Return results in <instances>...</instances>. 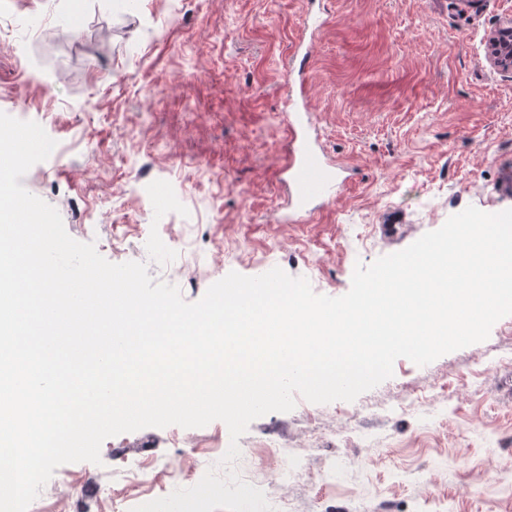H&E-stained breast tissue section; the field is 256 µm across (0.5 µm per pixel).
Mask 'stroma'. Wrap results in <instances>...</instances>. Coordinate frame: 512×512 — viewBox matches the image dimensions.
Returning a JSON list of instances; mask_svg holds the SVG:
<instances>
[{"instance_id": "obj_1", "label": "stroma", "mask_w": 512, "mask_h": 512, "mask_svg": "<svg viewBox=\"0 0 512 512\" xmlns=\"http://www.w3.org/2000/svg\"><path fill=\"white\" fill-rule=\"evenodd\" d=\"M325 24L313 29L309 12ZM0 111L58 151L21 183L113 263H145L186 301L235 271L278 267L320 295L473 206L512 209V71L488 60L512 0H0ZM318 144L352 180L287 222L289 70L301 43ZM156 200L147 203L146 191ZM197 216L159 239L168 193ZM403 220L402 231L384 225ZM229 430L147 427L105 440L100 464L55 469L28 512H132L218 467ZM301 467L275 473L269 438ZM235 463L289 512H512V315L482 342L393 375L355 401L255 419ZM195 461L178 477V448ZM146 460L137 482L122 457Z\"/></svg>"}]
</instances>
